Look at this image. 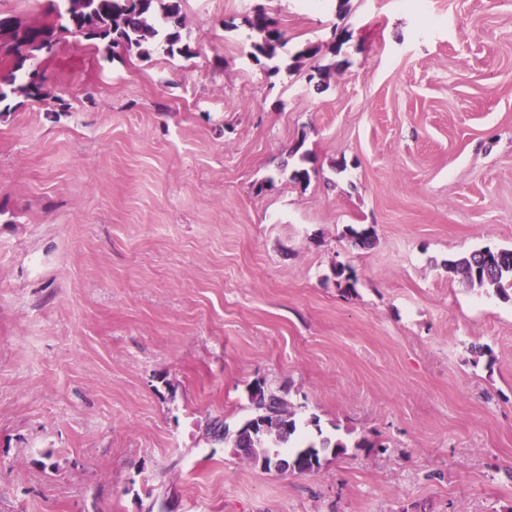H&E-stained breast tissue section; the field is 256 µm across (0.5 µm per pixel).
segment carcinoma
Returning a JSON list of instances; mask_svg holds the SVG:
<instances>
[{"instance_id":"obj_1","label":"carcinoma","mask_w":512,"mask_h":512,"mask_svg":"<svg viewBox=\"0 0 512 512\" xmlns=\"http://www.w3.org/2000/svg\"><path fill=\"white\" fill-rule=\"evenodd\" d=\"M187 0H48L47 12L54 15L50 23L28 24L19 18L0 13V59L11 61L13 71L4 82L13 85L28 60L40 52L54 49L62 31L78 32L109 52L122 47L137 49L141 55L162 51L169 56L192 54L183 42ZM251 29L261 35L252 44L253 57L268 60L277 57L285 43V33L264 8H257L249 20ZM24 98L43 101L42 76L33 69L28 80L13 89ZM448 268L481 288H491L503 299L512 295V249L484 248L456 260ZM250 404L258 416L255 427L238 433L224 432V422L215 420L206 427V435L222 440L236 454L265 471L314 473L321 466L320 449L332 448L342 454L346 445L324 439L320 444L304 445L299 439L300 422L288 399L257 382L252 386Z\"/></svg>"}]
</instances>
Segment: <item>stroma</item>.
Listing matches in <instances>:
<instances>
[{"mask_svg": "<svg viewBox=\"0 0 512 512\" xmlns=\"http://www.w3.org/2000/svg\"><path fill=\"white\" fill-rule=\"evenodd\" d=\"M182 35L61 34L8 96L0 512H512V300L448 270L512 248V0H188ZM258 382L347 451L208 438ZM249 25L251 29L261 35V40L252 44V48L255 51L252 53L254 59L259 61L258 55L270 61L276 58L278 50L285 43V33L278 23L261 7L254 10L249 20Z\"/></svg>", "mask_w": 512, "mask_h": 512, "instance_id": "obj_1", "label": "stroma"}]
</instances>
